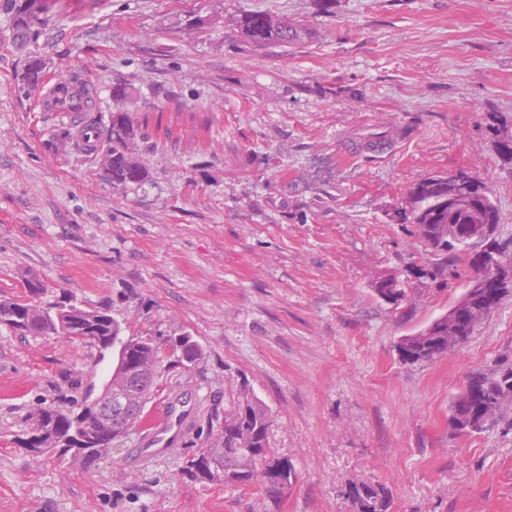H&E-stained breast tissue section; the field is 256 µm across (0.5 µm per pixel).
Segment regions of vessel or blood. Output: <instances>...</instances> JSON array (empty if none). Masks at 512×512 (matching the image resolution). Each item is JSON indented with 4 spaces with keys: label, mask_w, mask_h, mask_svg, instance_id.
Instances as JSON below:
<instances>
[{
    "label": "vessel or blood",
    "mask_w": 512,
    "mask_h": 512,
    "mask_svg": "<svg viewBox=\"0 0 512 512\" xmlns=\"http://www.w3.org/2000/svg\"><path fill=\"white\" fill-rule=\"evenodd\" d=\"M98 101V90L86 79L72 75L50 83L40 95L45 112H59L69 125H78V115ZM191 411L180 393H171L160 403L154 415L139 427L140 456L151 460L168 453L179 433L187 426Z\"/></svg>",
    "instance_id": "vessel-or-blood-1"
}]
</instances>
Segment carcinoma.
Segmentation results:
<instances>
[{"label": "carcinoma", "mask_w": 512, "mask_h": 512, "mask_svg": "<svg viewBox=\"0 0 512 512\" xmlns=\"http://www.w3.org/2000/svg\"><path fill=\"white\" fill-rule=\"evenodd\" d=\"M37 0H0V11L6 14L14 34L24 42H36L40 36L35 10ZM234 30L247 44L268 48L294 39L299 25L280 20L262 12L242 14L232 20ZM44 69L43 59L30 54L24 64L23 83L27 90L38 87ZM86 127L95 131L90 153L110 157L103 178L112 189L124 193L142 186L150 174V152L144 122L134 113L121 108L110 113L108 121L88 118ZM487 129L495 139L500 160L512 165V135L501 134L498 118L488 117ZM484 201L479 207L480 223L492 225L490 244L503 242L499 235L501 217L493 204L487 183H482ZM468 196L465 181L457 176L433 174L422 178L408 192L407 220L435 257L427 266H414L409 273L416 279L447 284V273L455 272L465 263L473 277L463 293L464 305L494 312L501 301L512 294V274H506L500 286L478 288L483 259L470 240L459 236L448 240V225L464 224L469 212L462 208ZM22 285L24 295L0 301V327L17 336L57 337L93 344L112 350L115 361L112 373L100 392L82 378L68 381L67 391L51 403L42 402L38 411H29V437L25 445L36 456L55 454L92 463L112 451V443L128 437L139 424L146 405L157 395L159 378L167 355L152 337L123 336L121 324L107 308L89 309L69 297L42 306L40 299L47 292L43 280L26 274ZM375 292L393 304L405 296L395 280L390 285H377ZM456 341L464 345L474 329L468 318L458 314ZM396 350L405 363L431 362L448 351V315H441L421 331L397 342ZM174 362L192 366L203 359L202 347L190 335L180 337L174 349ZM512 394V361L506 359L489 372H472L449 408L448 423H458L452 430L459 434H477L497 421L512 405H497L490 419L482 416L491 402ZM271 415L267 405L244 381L236 391L233 407L224 413V424L205 448L184 459L179 466L180 477L202 484L222 482L226 485H258L270 507L279 508L296 480V472L288 458L275 454L269 443ZM350 498L356 512H389L391 501L384 489L375 484L353 486Z\"/></svg>", "instance_id": "cac0c4a2"}]
</instances>
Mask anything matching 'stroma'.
I'll return each mask as SVG.
<instances>
[{
	"mask_svg": "<svg viewBox=\"0 0 512 512\" xmlns=\"http://www.w3.org/2000/svg\"><path fill=\"white\" fill-rule=\"evenodd\" d=\"M251 11L301 32L252 47L227 25ZM39 16L28 48L0 13V300L33 274L48 300L109 308L127 337L189 334L204 357L162 378L197 410L177 447L144 462L133 433L88 466L36 457L24 417L70 376L102 385L111 352L0 328V512H267L259 486L177 475L244 381L295 468L279 512H354L362 481L391 512H512V406L473 436L448 426L467 375L512 355V296L458 351L395 350L467 285L408 277L431 259L404 218L414 184L481 176L512 238V168L486 130L490 113L512 129V0H40ZM32 51L43 82L98 85L96 116L127 84L156 146L147 184L115 193L94 156L51 150L62 123L23 87ZM377 134L389 152L358 151ZM391 277L395 305L375 292Z\"/></svg>",
	"mask_w": 512,
	"mask_h": 512,
	"instance_id": "35a3bbf8",
	"label": "stroma"
}]
</instances>
